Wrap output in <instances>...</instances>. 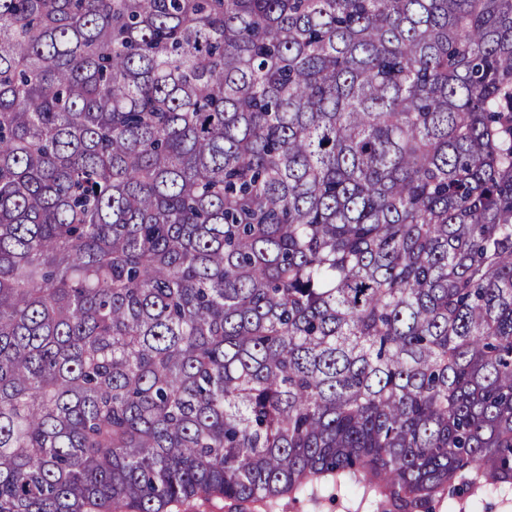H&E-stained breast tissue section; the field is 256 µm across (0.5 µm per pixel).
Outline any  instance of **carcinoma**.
Wrapping results in <instances>:
<instances>
[{"instance_id": "obj_1", "label": "carcinoma", "mask_w": 512, "mask_h": 512, "mask_svg": "<svg viewBox=\"0 0 512 512\" xmlns=\"http://www.w3.org/2000/svg\"><path fill=\"white\" fill-rule=\"evenodd\" d=\"M512 489V0H0V512Z\"/></svg>"}]
</instances>
